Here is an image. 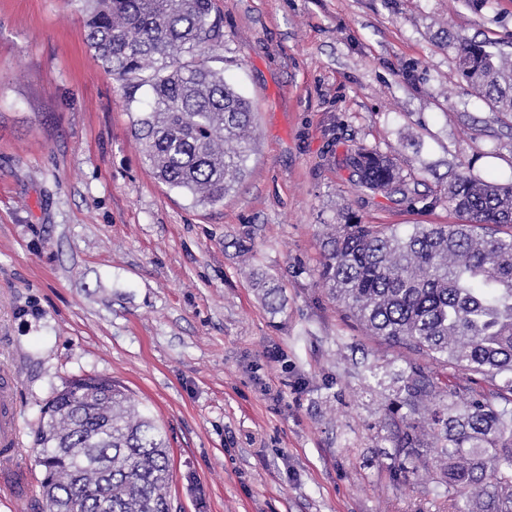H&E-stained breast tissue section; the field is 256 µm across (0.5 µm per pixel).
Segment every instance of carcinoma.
Here are the masks:
<instances>
[{
  "instance_id": "1",
  "label": "carcinoma",
  "mask_w": 512,
  "mask_h": 512,
  "mask_svg": "<svg viewBox=\"0 0 512 512\" xmlns=\"http://www.w3.org/2000/svg\"><path fill=\"white\" fill-rule=\"evenodd\" d=\"M86 39L125 97L148 85L137 119L145 162L168 188L215 205L241 181L252 151L250 103L207 65L220 43L215 0H83ZM466 85L512 117V68L487 43L456 46ZM357 184L388 197L405 193L394 159L361 147L348 158ZM440 205L453 224H362L346 213L327 225L319 280L347 317L404 350L388 411L398 428L389 468L416 475L419 420L448 460L437 484L455 512H512V183L454 174L446 190L417 198ZM252 279L272 314L282 288ZM454 371L439 377L420 361ZM480 378L490 389L468 383ZM46 512H170L169 448L162 428L127 389L103 377L56 391L36 434Z\"/></svg>"
}]
</instances>
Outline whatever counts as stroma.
I'll return each mask as SVG.
<instances>
[{
    "mask_svg": "<svg viewBox=\"0 0 512 512\" xmlns=\"http://www.w3.org/2000/svg\"><path fill=\"white\" fill-rule=\"evenodd\" d=\"M208 64L255 112L244 180L215 205L159 182L134 99L85 40L81 0H0V367L22 462L0 512H45L35 445L77 377L128 389L170 448L172 512H448L436 451L395 478L385 408L396 353L318 281L319 232L445 224L355 185L346 158L392 155L416 192L460 167L512 182V119L456 72L460 40L512 58V0H215ZM279 283L270 314L249 276Z\"/></svg>",
    "mask_w": 512,
    "mask_h": 512,
    "instance_id": "1",
    "label": "stroma"
}]
</instances>
